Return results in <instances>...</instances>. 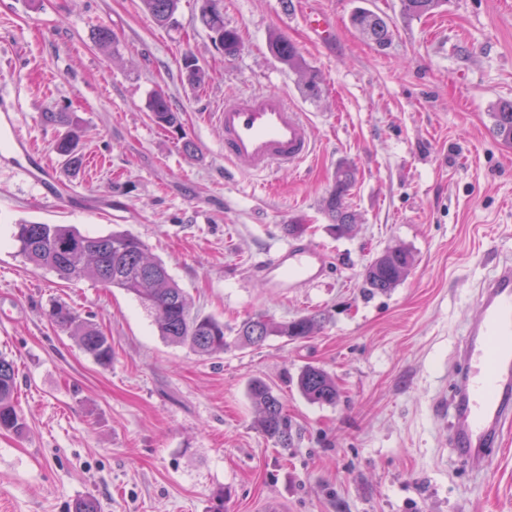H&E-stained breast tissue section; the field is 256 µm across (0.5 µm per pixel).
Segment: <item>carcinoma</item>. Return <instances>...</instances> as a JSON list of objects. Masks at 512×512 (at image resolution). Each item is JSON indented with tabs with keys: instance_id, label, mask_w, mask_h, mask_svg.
<instances>
[{
	"instance_id": "cac0c4a2",
	"label": "carcinoma",
	"mask_w": 512,
	"mask_h": 512,
	"mask_svg": "<svg viewBox=\"0 0 512 512\" xmlns=\"http://www.w3.org/2000/svg\"><path fill=\"white\" fill-rule=\"evenodd\" d=\"M447 0H401L404 13L412 16L430 14L440 9ZM143 10L159 25L174 19L179 0H141ZM200 21L212 40L228 56L241 50V41L234 29L224 27V0H203ZM352 25L376 44L384 46L391 36L390 23L379 14L365 8L351 15ZM270 51L288 68L303 71L305 66L298 48L283 36L274 38ZM183 68L188 80L194 84L204 81L205 74L191 55L183 57ZM155 122L168 128L181 126L179 113L172 110L166 95L153 93L149 103ZM493 133L505 144H512V101H501L492 113ZM68 131L57 138L53 151L65 158L73 169L83 164L78 152L81 125L79 119L68 112H53L46 116ZM355 175L348 166L336 170L333 189L325 200V212L332 221L331 229L338 236L351 231L357 223L356 214L347 199ZM13 240L17 252L38 268L71 281L90 279L106 288H120L134 295L158 325L162 339L175 346H188L201 355L220 354L228 349H244L259 344L269 336L289 340L304 339L315 333L321 320L317 315L277 322L257 315L242 321L233 336L224 335V323L212 316L191 313L187 292L171 277L163 261L148 253L145 243L124 231L90 236L63 224L21 222L15 225ZM413 264L412 254L397 247L377 257L363 274L364 292L372 295L385 293L404 280ZM54 323L62 330L79 338L82 349L99 364L112 362V344L90 320L72 308L55 305L51 311ZM296 386L311 403L334 405L340 392L335 380L326 371L305 367L297 376ZM16 368L13 360L0 355V429L21 433L26 423L18 410L16 399ZM250 396L258 410L257 426L268 438L286 448L292 438V422L280 397L261 381L251 383Z\"/></svg>"
}]
</instances>
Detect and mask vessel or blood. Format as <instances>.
I'll use <instances>...</instances> for the list:
<instances>
[{
    "label": "vessel or blood",
    "instance_id": "vessel-or-blood-1",
    "mask_svg": "<svg viewBox=\"0 0 512 512\" xmlns=\"http://www.w3.org/2000/svg\"><path fill=\"white\" fill-rule=\"evenodd\" d=\"M309 32L320 44L333 42V16L307 8ZM224 131V157L241 173L298 169L313 153L311 123L275 91L225 97L219 114ZM0 139L14 148L11 169L41 185L52 198L53 180L41 156L30 146L17 119L16 105H0ZM327 271L323 255L293 243L265 258L259 273L272 287H290L321 280ZM480 313L458 348L461 363L455 387L437 399L441 418L448 421V440L472 474H480L504 431L512 426V261L500 265L479 298Z\"/></svg>",
    "mask_w": 512,
    "mask_h": 512
}]
</instances>
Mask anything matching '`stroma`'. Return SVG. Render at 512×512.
<instances>
[{"label":"stroma","instance_id":"35a3bbf8","mask_svg":"<svg viewBox=\"0 0 512 512\" xmlns=\"http://www.w3.org/2000/svg\"><path fill=\"white\" fill-rule=\"evenodd\" d=\"M306 0H224V24L243 42L225 55L199 20L201 0H180L172 26L140 0H0V99L18 97L21 122L64 197L0 162V353L17 369L23 433L0 430V512H512V434L474 479L448 445L436 412L451 391L453 357L496 259L512 257V144L492 131L495 104L512 100V0H448L410 17L400 0H317L336 38L317 45L301 24ZM363 7L391 22L380 47L350 24ZM112 29L110 51L93 42ZM295 43L319 91L269 50ZM206 73L189 83L184 54ZM167 96L181 128L148 110ZM285 94L311 121L317 150L290 173L234 172L217 114L227 95ZM71 112L87 128L83 164L52 149ZM355 181L352 232L334 235L323 209L338 166ZM127 230L162 259L192 308L226 335L264 314H319L305 339L269 337L202 356L165 343L134 295L91 280L60 281L29 264L12 241L19 221ZM322 252L327 272L280 295L260 262L293 241ZM407 247L415 262L391 291L362 294L365 267ZM75 308L108 336L103 366L48 318ZM317 366L336 381L334 405L308 402L295 382ZM260 379L293 423L283 448L256 424L248 397Z\"/></svg>","mask_w":512,"mask_h":512}]
</instances>
